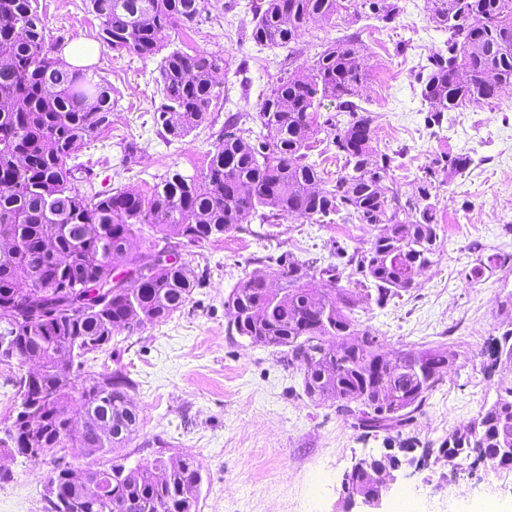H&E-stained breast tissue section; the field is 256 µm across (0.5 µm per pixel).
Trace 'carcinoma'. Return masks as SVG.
<instances>
[{"label": "carcinoma", "instance_id": "obj_1", "mask_svg": "<svg viewBox=\"0 0 512 512\" xmlns=\"http://www.w3.org/2000/svg\"><path fill=\"white\" fill-rule=\"evenodd\" d=\"M434 19L448 31V56L436 55L421 96L436 113L471 100H490L512 86V0H435ZM208 0H87L99 21L97 39L118 52L162 55V102L155 123L182 140L213 122L219 96L215 75L230 62L220 51L189 53L164 39L207 19ZM343 0H250V33L257 45L287 47L316 19L347 10ZM394 0H357L343 19L392 23ZM64 38L53 34L39 0H0V329L14 337L20 403L7 428L9 452L29 462L56 448H82L106 456L138 427V414L121 373L82 383L86 357L108 345L120 329L134 332L180 310L201 286L182 253L156 262L155 250L177 236L185 248L237 230L258 217L313 220L346 212L383 229L366 250L347 253L323 276L290 253L275 262L276 291L263 279H242L227 300L230 331L274 348L302 374L305 394L334 400L366 437L402 433L413 426L452 363L448 350L425 347L395 355L396 372L383 361L378 330L359 327L357 308H383L414 288L409 267L438 248L439 219L431 202L428 168L418 195L389 197L382 182L394 158L373 147L374 118L354 100L364 79L358 33L332 41L304 75L282 67L257 116L236 112L224 120L218 150L192 175L168 172L148 195L115 188L85 193L88 172L78 149L100 137L112 115L111 85L94 67H67ZM336 115L319 121L322 101ZM259 130L249 126L253 120ZM324 135L344 159V174L327 189L310 140ZM440 171L462 172L471 159L444 155ZM512 265V256L478 257L470 277ZM350 272H345V269ZM347 274L352 288L339 285ZM492 356L512 364V328L488 342ZM446 461L501 465L496 449L512 448V386L497 392L462 431L446 438ZM202 478L194 457L157 458L150 466L115 456L102 469L79 474L60 463L48 482L56 498L46 512H196Z\"/></svg>", "mask_w": 512, "mask_h": 512}]
</instances>
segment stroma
Here are the masks:
<instances>
[{
  "mask_svg": "<svg viewBox=\"0 0 512 512\" xmlns=\"http://www.w3.org/2000/svg\"><path fill=\"white\" fill-rule=\"evenodd\" d=\"M230 0H209L210 19L188 35L198 51H222L234 69L219 85L222 95L213 124L180 141H167L153 122L161 101L155 78L158 58L118 53L96 39L98 20L83 0H40L50 28L89 47L91 58L112 85L119 115L108 131L79 151L93 176L82 191L132 188L149 193L170 170L193 174L219 143L228 113L255 112L277 62L295 57L309 67L315 53L342 36L325 20L309 23L294 51L262 48L239 35L240 19ZM405 11L393 27L359 20L366 72L358 102L374 117V146L395 155L382 186L401 199L414 197L426 168L442 153L472 159L463 173L437 183L439 247L415 288L382 308L359 311L361 325L377 329L385 353L419 347L448 349L453 365L418 415L412 436L439 447L464 429L499 386L512 385V366H491L487 339L512 321L502 301L512 293V272L468 277L478 252L512 254V96L467 104L427 125L414 75L428 58L447 49V32L436 29L433 0H401ZM136 142L135 161L122 162L121 146ZM378 226L339 217L315 222L281 218L259 221L192 248V265L206 276L190 302L167 321L119 332L112 345L88 361L86 373L120 372L132 383L138 432L122 452L145 465L156 458L193 456L202 481L197 512H347L342 482L355 459L385 452L383 438H362L337 413L336 404L313 403L302 376L275 349L250 345L227 330L225 306L238 281L269 275V259L292 253L317 267L332 263L333 242L364 250ZM78 472L99 468L101 455L62 449L34 462L0 451V512H45L44 490L56 458ZM394 492L411 494L418 512H476L494 500L512 512V467L452 469L430 462L405 471Z\"/></svg>",
  "mask_w": 512,
  "mask_h": 512,
  "instance_id": "obj_1",
  "label": "stroma"
}]
</instances>
